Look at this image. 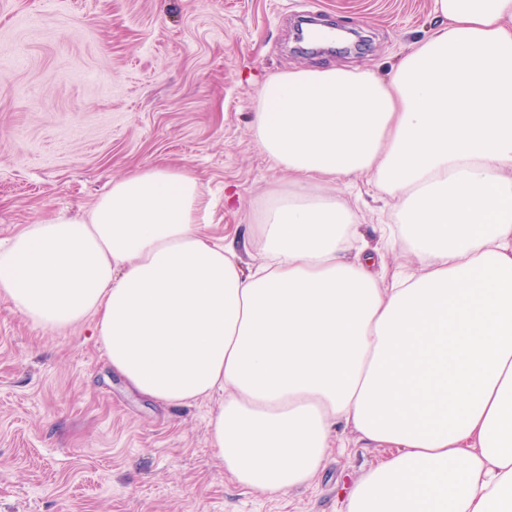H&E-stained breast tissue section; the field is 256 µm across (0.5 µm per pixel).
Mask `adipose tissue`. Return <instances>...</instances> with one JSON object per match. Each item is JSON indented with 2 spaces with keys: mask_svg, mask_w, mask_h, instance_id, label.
Returning a JSON list of instances; mask_svg holds the SVG:
<instances>
[{
  "mask_svg": "<svg viewBox=\"0 0 512 512\" xmlns=\"http://www.w3.org/2000/svg\"><path fill=\"white\" fill-rule=\"evenodd\" d=\"M433 13L387 74L263 83L250 130L289 181L252 265L205 233L190 170L148 166L0 245V300L45 329L94 320L144 397L215 399L211 443L250 491L292 494L362 443L387 454L344 512H512V0ZM353 175L395 201L375 247L328 188Z\"/></svg>",
  "mask_w": 512,
  "mask_h": 512,
  "instance_id": "ef3b65f1",
  "label": "adipose tissue"
}]
</instances>
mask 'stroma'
<instances>
[{
	"mask_svg": "<svg viewBox=\"0 0 512 512\" xmlns=\"http://www.w3.org/2000/svg\"><path fill=\"white\" fill-rule=\"evenodd\" d=\"M311 2L361 46L302 51L299 0H0V241L159 163L197 176L213 237L248 239L288 183L249 128L264 80L382 73L432 27L433 0ZM336 194L377 242L393 200L365 177L337 180ZM214 406L143 398L93 321L52 331L0 301V512H339V487L386 454L350 448L293 495H260L225 476Z\"/></svg>",
	"mask_w": 512,
	"mask_h": 512,
	"instance_id": "obj_1",
	"label": "stroma"
}]
</instances>
